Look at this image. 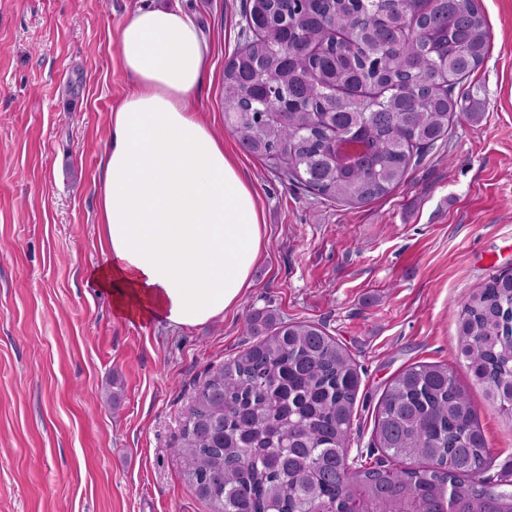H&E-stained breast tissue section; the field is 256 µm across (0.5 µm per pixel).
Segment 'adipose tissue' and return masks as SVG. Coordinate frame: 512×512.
<instances>
[{
  "instance_id": "ef3b65f1",
  "label": "adipose tissue",
  "mask_w": 512,
  "mask_h": 512,
  "mask_svg": "<svg viewBox=\"0 0 512 512\" xmlns=\"http://www.w3.org/2000/svg\"><path fill=\"white\" fill-rule=\"evenodd\" d=\"M133 83L114 107L97 183L103 261L88 278L116 317L207 324L239 305L263 247L262 211L198 110L209 48L179 5L139 8L118 36Z\"/></svg>"
}]
</instances>
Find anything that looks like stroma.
Wrapping results in <instances>:
<instances>
[{
	"label": "stroma",
	"mask_w": 512,
	"mask_h": 512,
	"mask_svg": "<svg viewBox=\"0 0 512 512\" xmlns=\"http://www.w3.org/2000/svg\"><path fill=\"white\" fill-rule=\"evenodd\" d=\"M149 2L0 0V512H205L173 448L206 372L252 345L255 307L323 324L360 366L349 455L368 450L387 382L437 362L468 385L495 468L512 464V420L453 349L463 301L512 268V0L478 2L490 52L447 139L360 207L243 152L223 74L244 0H180L211 48L198 110L251 181L265 245L236 309L175 329L116 318L85 277L103 260L109 114L131 88L118 33Z\"/></svg>",
	"instance_id": "1"
}]
</instances>
